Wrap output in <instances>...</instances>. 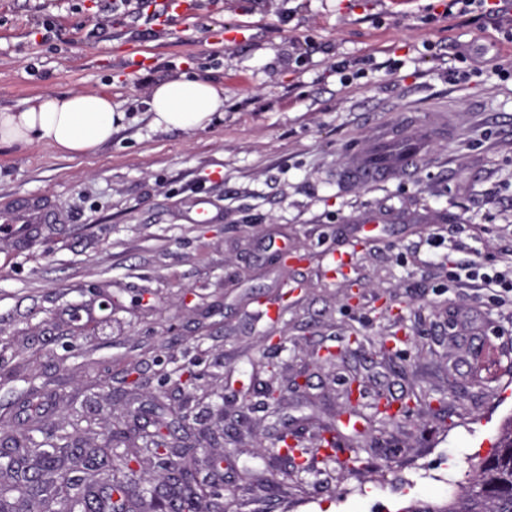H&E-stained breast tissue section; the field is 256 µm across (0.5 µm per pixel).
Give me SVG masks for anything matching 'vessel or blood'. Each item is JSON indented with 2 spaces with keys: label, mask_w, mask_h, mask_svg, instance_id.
<instances>
[{
  "label": "vessel or blood",
  "mask_w": 512,
  "mask_h": 512,
  "mask_svg": "<svg viewBox=\"0 0 512 512\" xmlns=\"http://www.w3.org/2000/svg\"><path fill=\"white\" fill-rule=\"evenodd\" d=\"M427 143L417 137L410 122L381 127L377 139L366 150L351 155L338 172L345 184L370 185L402 174L415 176L427 157ZM45 202L22 199L15 207L0 212V237L24 240L37 232L40 225L56 221Z\"/></svg>",
  "instance_id": "obj_1"
}]
</instances>
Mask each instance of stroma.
Instances as JSON below:
<instances>
[{
  "label": "stroma",
  "instance_id": "stroma-1",
  "mask_svg": "<svg viewBox=\"0 0 512 512\" xmlns=\"http://www.w3.org/2000/svg\"><path fill=\"white\" fill-rule=\"evenodd\" d=\"M195 3L159 30L149 2L0 0V108L95 90L127 114L83 157L0 146V211L29 197L63 214L26 241L0 238V440L24 433L25 393L45 385V428L78 495L112 473L87 469L81 449L153 405L191 418L170 468L207 479L223 457L230 512L448 498L512 416V292L460 277L512 268V80L497 73L512 17L451 19L445 0ZM175 75L222 84L223 115L154 128L144 101ZM438 102L455 123L445 140L427 124ZM407 115L431 153L416 176L337 182L379 123ZM287 252L301 263L279 265ZM273 327L281 346L265 340ZM323 348L343 356L318 363ZM351 376L364 389L354 408ZM299 377L307 388L288 390ZM270 385L286 391L276 409ZM380 393L411 417L379 423ZM323 427L337 436L330 465L312 455L299 473L271 450L286 428L315 448Z\"/></svg>",
  "mask_w": 512,
  "mask_h": 512
}]
</instances>
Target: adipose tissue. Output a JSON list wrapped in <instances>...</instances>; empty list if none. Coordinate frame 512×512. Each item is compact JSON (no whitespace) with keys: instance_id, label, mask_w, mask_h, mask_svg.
<instances>
[{"instance_id":"ef3b65f1","label":"adipose tissue","mask_w":512,"mask_h":512,"mask_svg":"<svg viewBox=\"0 0 512 512\" xmlns=\"http://www.w3.org/2000/svg\"><path fill=\"white\" fill-rule=\"evenodd\" d=\"M154 127L205 129L224 109V87L202 78L172 77L155 84L146 102ZM126 117L98 91L45 94L22 110L0 108V146L43 144L69 156H81L112 139Z\"/></svg>"}]
</instances>
